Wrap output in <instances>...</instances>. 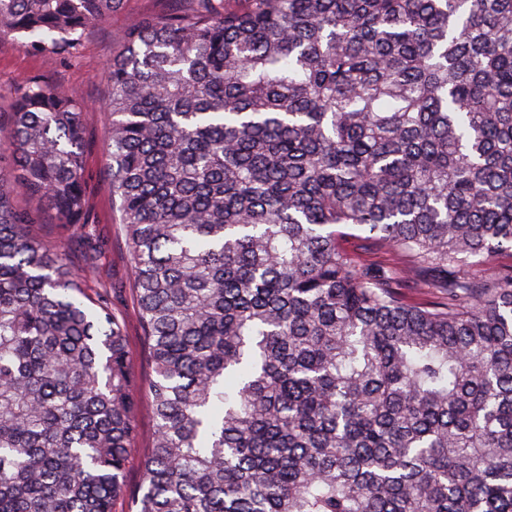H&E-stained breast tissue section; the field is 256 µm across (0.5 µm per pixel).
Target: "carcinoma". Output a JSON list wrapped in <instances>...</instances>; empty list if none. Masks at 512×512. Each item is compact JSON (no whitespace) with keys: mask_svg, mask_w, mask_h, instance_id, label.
Masks as SVG:
<instances>
[{"mask_svg":"<svg viewBox=\"0 0 512 512\" xmlns=\"http://www.w3.org/2000/svg\"><path fill=\"white\" fill-rule=\"evenodd\" d=\"M125 3L0 0V40L72 55ZM108 78L135 512H512V267L467 270L512 251V0H172ZM84 121L32 77L0 140V512L127 494L124 319L33 233L85 223ZM350 236L347 238L346 247L350 250L353 257L363 263H373L380 265H391L398 263L399 260L389 251L383 248L365 249L361 246L362 242L356 236H366L368 233L357 230H345ZM153 435V418L146 399L142 398L139 412V439L137 443V448H139V450L130 457L126 469L125 481L128 491H137L142 484L143 459L148 448H151Z\"/></svg>","mask_w":512,"mask_h":512,"instance_id":"cac0c4a2","label":"carcinoma"}]
</instances>
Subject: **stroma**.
<instances>
[{
    "label": "stroma",
    "mask_w": 512,
    "mask_h": 512,
    "mask_svg": "<svg viewBox=\"0 0 512 512\" xmlns=\"http://www.w3.org/2000/svg\"><path fill=\"white\" fill-rule=\"evenodd\" d=\"M167 5L168 0H126L122 13L86 32L76 57L71 59L63 54L32 50L17 40H0V129L9 127L15 92L30 77L65 86L87 105L85 223L81 226L61 224L46 210L35 233L43 241L65 245L74 267L94 264L95 276L88 292L94 297L106 294L113 309L123 316L133 371L142 381L149 378L151 369L133 291L129 248L108 190L106 153L110 117L104 109V100L108 92V63L112 54L120 49L119 35L128 19L160 12Z\"/></svg>",
    "instance_id": "obj_1"
}]
</instances>
